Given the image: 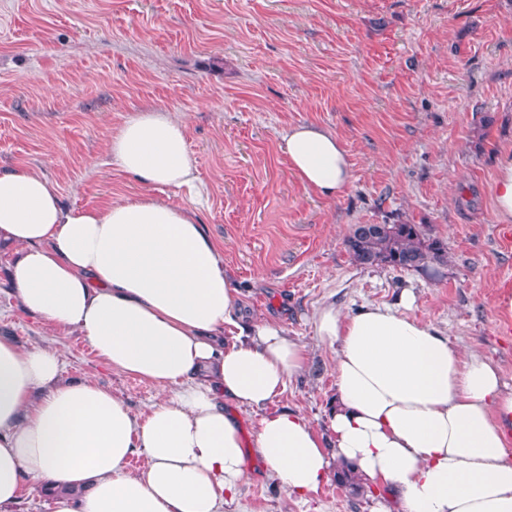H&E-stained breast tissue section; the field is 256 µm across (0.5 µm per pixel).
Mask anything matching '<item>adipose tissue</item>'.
<instances>
[{
	"label": "adipose tissue",
	"mask_w": 512,
	"mask_h": 512,
	"mask_svg": "<svg viewBox=\"0 0 512 512\" xmlns=\"http://www.w3.org/2000/svg\"><path fill=\"white\" fill-rule=\"evenodd\" d=\"M280 141L307 190H345L335 133L302 123ZM108 153L143 191L102 207H66L38 172L0 168V240L19 249L11 281L30 316L82 336L161 398L138 417L94 380L65 381L56 350L0 336V512L28 487L56 491L55 512H224L252 455L299 500L344 464L381 490L372 512H512V389L492 360L412 317L407 290L353 314L326 305L313 323L336 349L330 440L298 412H268L307 350L268 322L242 326L240 291L197 206L154 196L197 181L183 122L137 111ZM488 193L511 224L512 151ZM229 401L262 411L252 434ZM137 453L147 470L129 469Z\"/></svg>",
	"instance_id": "1"
}]
</instances>
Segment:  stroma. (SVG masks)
Segmentation results:
<instances>
[{
    "mask_svg": "<svg viewBox=\"0 0 512 512\" xmlns=\"http://www.w3.org/2000/svg\"><path fill=\"white\" fill-rule=\"evenodd\" d=\"M161 106L185 124L245 321L269 320L304 344L307 370L275 409L318 434L336 399L334 349L313 315L336 304H395L412 289L418 320L492 359L512 386V249L486 194L512 148V0H0V166L44 175L69 207L140 192L111 161L113 131ZM312 122L341 139L351 180L308 192L279 147ZM420 224L445 248L423 269L356 263L357 224ZM0 244V334L59 353L69 381L92 379L147 414L159 392L103 365L87 341L36 322ZM375 493L328 479L301 502L251 457L224 512H372Z\"/></svg>",
    "mask_w": 512,
    "mask_h": 512,
    "instance_id": "1",
    "label": "stroma"
}]
</instances>
